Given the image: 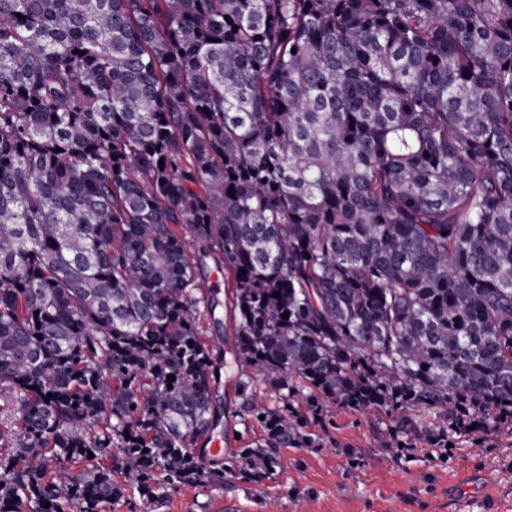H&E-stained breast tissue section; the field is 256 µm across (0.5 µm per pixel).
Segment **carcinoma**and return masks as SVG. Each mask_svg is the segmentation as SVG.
Wrapping results in <instances>:
<instances>
[{
	"instance_id": "carcinoma-1",
	"label": "carcinoma",
	"mask_w": 512,
	"mask_h": 512,
	"mask_svg": "<svg viewBox=\"0 0 512 512\" xmlns=\"http://www.w3.org/2000/svg\"><path fill=\"white\" fill-rule=\"evenodd\" d=\"M330 400L512 418V0H0V512L260 484ZM243 398L234 394L231 388L224 390V427L225 424L229 429L228 441L222 440L219 437L213 438L210 442V452L208 457H216L222 455V448L224 453L228 454L235 451L237 448H244L259 441L263 437L261 427L248 417L243 418L241 405ZM238 433V437H235Z\"/></svg>"
}]
</instances>
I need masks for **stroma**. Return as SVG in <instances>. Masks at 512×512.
<instances>
[{
	"label": "stroma",
	"mask_w": 512,
	"mask_h": 512,
	"mask_svg": "<svg viewBox=\"0 0 512 512\" xmlns=\"http://www.w3.org/2000/svg\"><path fill=\"white\" fill-rule=\"evenodd\" d=\"M226 390L225 452L259 441L261 427ZM396 415L326 403L308 448L246 488L184 487L159 512H512V422L449 432L447 443L393 434Z\"/></svg>",
	"instance_id": "35a3bbf8"
}]
</instances>
